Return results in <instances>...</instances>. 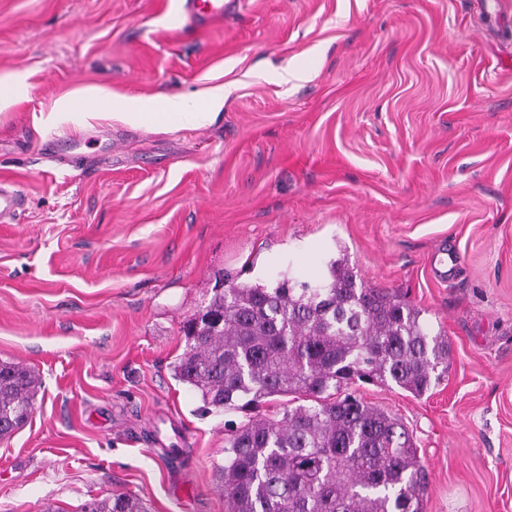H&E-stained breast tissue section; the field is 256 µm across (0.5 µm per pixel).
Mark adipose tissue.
Wrapping results in <instances>:
<instances>
[{
  "mask_svg": "<svg viewBox=\"0 0 512 512\" xmlns=\"http://www.w3.org/2000/svg\"><path fill=\"white\" fill-rule=\"evenodd\" d=\"M223 100V93L215 92L193 104L177 94L131 101L114 96L108 88L96 87L64 101L61 111L53 113L52 118L82 127L87 125L91 118L92 106L103 103L108 108L116 109L117 120L132 126L156 125L198 129L214 122L217 117L216 110L222 106Z\"/></svg>",
  "mask_w": 512,
  "mask_h": 512,
  "instance_id": "obj_1",
  "label": "adipose tissue"
}]
</instances>
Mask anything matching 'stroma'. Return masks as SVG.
<instances>
[{
    "label": "stroma",
    "mask_w": 512,
    "mask_h": 512,
    "mask_svg": "<svg viewBox=\"0 0 512 512\" xmlns=\"http://www.w3.org/2000/svg\"><path fill=\"white\" fill-rule=\"evenodd\" d=\"M0 0V361L42 386L0 438V512H228L224 424L171 365L231 284L396 290L451 345L416 397L364 385L427 471L424 512H512V0ZM220 90L200 129L53 123L63 99ZM53 138L75 144L60 162ZM177 454H168V447ZM186 17L199 26L209 25L224 19V0H183ZM143 502L136 496L117 494L86 502L81 512H147Z\"/></svg>",
    "instance_id": "1"
}]
</instances>
